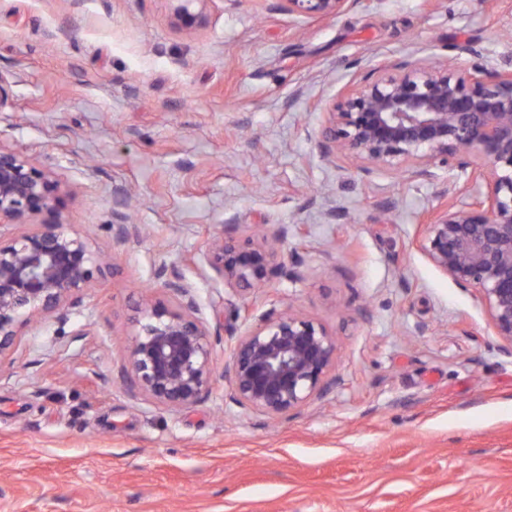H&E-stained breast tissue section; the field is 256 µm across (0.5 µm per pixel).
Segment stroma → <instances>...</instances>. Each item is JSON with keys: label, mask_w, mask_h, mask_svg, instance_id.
Returning <instances> with one entry per match:
<instances>
[{"label": "stroma", "mask_w": 512, "mask_h": 512, "mask_svg": "<svg viewBox=\"0 0 512 512\" xmlns=\"http://www.w3.org/2000/svg\"><path fill=\"white\" fill-rule=\"evenodd\" d=\"M512 54V0H360L325 20L281 0H211L176 32L167 0H0V144L70 193L68 231L114 259L71 310L25 328L0 369V512H512V345L480 293L414 249L464 170L427 181L321 155L323 103L416 50ZM140 238L118 244L127 194ZM280 225L263 309L322 324L336 383L270 418L215 376L180 411L119 377L160 271L222 344L243 296L203 274L216 232Z\"/></svg>", "instance_id": "1"}]
</instances>
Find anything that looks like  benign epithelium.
I'll use <instances>...</instances> for the list:
<instances>
[{
	"instance_id": "obj_1",
	"label": "benign epithelium",
	"mask_w": 512,
	"mask_h": 512,
	"mask_svg": "<svg viewBox=\"0 0 512 512\" xmlns=\"http://www.w3.org/2000/svg\"><path fill=\"white\" fill-rule=\"evenodd\" d=\"M178 31L208 23L213 0H169ZM289 15L327 19L359 0H282ZM445 64L418 52L373 68L353 89L324 106L318 146L323 156L366 161L372 169H403L434 180L439 168L469 170L462 187L440 192L454 202L434 211L415 245L464 288L477 289L498 336L512 344V60L474 64L467 45ZM63 191L51 172L22 150L0 145V228L24 226L0 241V369L14 363L22 330L38 319L64 323L95 286L107 258L87 237L64 229ZM118 244L139 236L138 225L115 214ZM287 229L266 227L262 240L214 234L204 274L236 292L256 293L283 269L272 242ZM173 301H146L130 334L121 377L145 403L172 411L210 393L218 368V339L203 318L192 286L162 282ZM246 329L230 345L224 378L239 407L278 418L329 388L336 339L314 320L290 311L254 315L242 305Z\"/></svg>"
}]
</instances>
